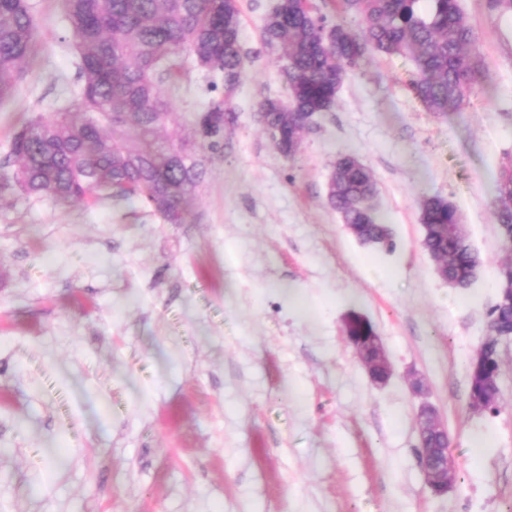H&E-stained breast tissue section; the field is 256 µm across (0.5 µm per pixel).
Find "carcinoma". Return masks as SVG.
I'll use <instances>...</instances> for the list:
<instances>
[{
  "instance_id": "obj_1",
  "label": "carcinoma",
  "mask_w": 512,
  "mask_h": 512,
  "mask_svg": "<svg viewBox=\"0 0 512 512\" xmlns=\"http://www.w3.org/2000/svg\"><path fill=\"white\" fill-rule=\"evenodd\" d=\"M78 54L81 90L74 109L52 119L28 116L11 143L13 182L29 195L85 203L111 190L142 201L169 224L184 223L186 202L205 177L202 151L224 145L236 124L232 94L241 80L238 0H62ZM359 30L328 24L310 0H281L264 17L265 44L276 50L287 99L259 105V121L280 154L292 159L315 116L332 110L350 74L376 55L401 56L415 70L407 87L429 111L466 105L484 67L460 0H337ZM27 0H0V100L36 51ZM190 57L223 76L224 95L196 115L194 138L162 135L169 119L162 85ZM494 216L502 248L512 252V155L497 180ZM375 178L357 157L336 161L328 201L361 244L396 250L375 205ZM421 246L443 280L459 291L477 280L482 260L461 231L449 199L419 202ZM497 299L481 343L485 367L470 374L469 399L498 413L499 344L512 337V262L500 267Z\"/></svg>"
}]
</instances>
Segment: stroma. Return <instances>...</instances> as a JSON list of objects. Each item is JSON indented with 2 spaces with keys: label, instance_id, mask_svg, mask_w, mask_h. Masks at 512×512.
Returning <instances> with one entry per match:
<instances>
[{
  "label": "stroma",
  "instance_id": "obj_1",
  "mask_svg": "<svg viewBox=\"0 0 512 512\" xmlns=\"http://www.w3.org/2000/svg\"><path fill=\"white\" fill-rule=\"evenodd\" d=\"M244 60L225 149L185 223L107 193L67 206L0 189V507L5 512H512V343L497 414L469 402L502 249L494 219L512 154V16L462 0L485 62L469 103L441 116L407 88L402 57L349 75L284 158L260 125L286 95L262 38L276 0H239ZM36 55L0 101V182L22 119L71 106L78 59L61 0H28ZM216 77L166 84L171 136H188ZM353 154L374 174L393 254L369 250L327 201ZM458 207L484 261L449 288L422 250L419 199ZM368 316L394 375L375 385L342 318ZM423 383L414 396L409 377ZM448 428L458 479L435 496L417 410ZM491 434L474 450L471 437Z\"/></svg>",
  "mask_w": 512,
  "mask_h": 512
}]
</instances>
